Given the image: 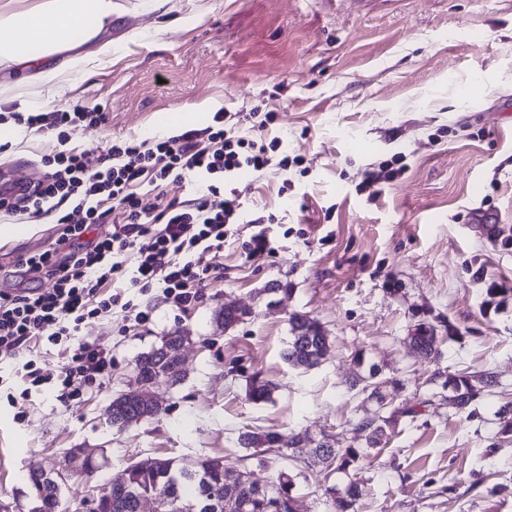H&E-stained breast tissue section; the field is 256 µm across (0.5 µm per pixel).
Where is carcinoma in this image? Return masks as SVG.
<instances>
[{"mask_svg": "<svg viewBox=\"0 0 512 512\" xmlns=\"http://www.w3.org/2000/svg\"><path fill=\"white\" fill-rule=\"evenodd\" d=\"M436 327L428 322L415 325L410 336V343L419 350V357L425 360L436 359L440 356L433 345V335ZM289 340L282 351V358L293 368L305 372L319 367L329 347V336L323 326L315 319L304 314H295L289 319ZM168 376V381L175 386L185 377L182 367L175 361L162 362L152 348L140 354L135 360V375L138 380L148 382L159 375ZM379 368L369 365L368 376L359 375L348 381V388L369 393L377 397L376 381ZM428 382H438L442 389L449 391L448 404L458 413H473L472 406L481 398L485 389L494 383L493 375L487 371L450 373L443 377L441 373L433 374ZM275 383L269 379L254 376L247 384L248 400L254 404L271 400ZM425 402H417L411 407L377 410L360 420L355 427L356 433L363 437V443L354 446L340 447L335 444L328 447L315 446L318 457L326 456L331 459V469L316 475L320 483L322 496L325 498L328 512H354V506L362 495V484L359 471L364 461L372 455L381 452L380 445L386 433V428L400 417H415L418 408ZM112 413L123 414V417L133 420L139 416L155 417L154 410L143 405L132 392L126 391L112 399ZM281 433L273 429L264 431L247 430L239 434L238 444L249 451V456L258 464H266V456L281 453L275 451L278 437ZM345 476L343 486L329 482L332 473ZM303 475L302 470L292 473L286 469L276 471L273 480L264 487L252 483L243 487L235 494V503L246 504L245 509L239 507L232 512H280V501L294 496L296 479ZM125 479L128 493L120 495L105 506L102 512H137L138 498L164 494L172 489L169 512H181L184 500H204L212 494L225 490L224 487V458L220 456L202 457L196 459L164 458L159 460L157 470H145L135 464L128 465L120 474ZM33 507L31 512H58L60 491L47 488L35 481H30Z\"/></svg>", "mask_w": 512, "mask_h": 512, "instance_id": "cac0c4a2", "label": "carcinoma"}]
</instances>
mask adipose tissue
I'll return each instance as SVG.
<instances>
[{"instance_id":"adipose-tissue-1","label":"adipose tissue","mask_w":512,"mask_h":512,"mask_svg":"<svg viewBox=\"0 0 512 512\" xmlns=\"http://www.w3.org/2000/svg\"><path fill=\"white\" fill-rule=\"evenodd\" d=\"M111 26L112 0H0V65L58 94L65 70L84 73L111 54ZM60 54L65 66L46 65Z\"/></svg>"}]
</instances>
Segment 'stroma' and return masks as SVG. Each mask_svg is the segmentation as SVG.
<instances>
[{"label": "stroma", "instance_id": "stroma-1", "mask_svg": "<svg viewBox=\"0 0 512 512\" xmlns=\"http://www.w3.org/2000/svg\"><path fill=\"white\" fill-rule=\"evenodd\" d=\"M112 54L85 78L68 75L61 94L10 86L0 113L103 111L105 124L56 131L0 123V172L35 183L42 156L84 150L89 168L106 165L115 144L156 141L227 113L239 135L279 139L271 165L226 178L242 196L237 222L210 269L201 298L178 308L160 290L135 295L148 321L113 309L89 319L82 338L108 348L112 367L82 396L63 403L49 383L28 386L15 371L35 359L55 376L58 348L30 342L0 360V512H29L24 476L36 463H61L80 448L99 467L71 479L62 512H83L89 488L103 490L147 457L220 456L231 474L260 484L268 467L246 456L241 431L306 430L294 449L306 471L322 465L314 441L358 444L355 423L376 407L348 389L361 350L389 383V407L425 405L390 428L362 472L356 512H512V437L499 407L512 400V0H112ZM462 28L469 36L449 39ZM276 115L259 130L262 114ZM195 179L138 188L143 206L195 196ZM271 252L249 254L252 235ZM55 221L26 235L0 233V291L51 288L28 271L29 256L58 247ZM497 283L501 292L490 296ZM248 311L227 329L224 303ZM302 313L331 337L324 363L303 372L282 359L288 319ZM452 327L438 362L411 353L415 324ZM187 336L184 381L158 380L161 413L120 429L113 398L134 384L135 359L171 332ZM490 370L491 393L474 415H459L429 384L435 370ZM273 380L268 403L246 397L250 377Z\"/></svg>", "mask_w": 512, "mask_h": 512}]
</instances>
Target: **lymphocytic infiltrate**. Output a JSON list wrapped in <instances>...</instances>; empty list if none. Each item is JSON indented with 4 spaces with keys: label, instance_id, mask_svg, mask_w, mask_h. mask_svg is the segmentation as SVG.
I'll list each match as a JSON object with an SVG mask.
<instances>
[{
    "label": "lymphocytic infiltrate",
    "instance_id": "f902f5d3",
    "mask_svg": "<svg viewBox=\"0 0 512 512\" xmlns=\"http://www.w3.org/2000/svg\"><path fill=\"white\" fill-rule=\"evenodd\" d=\"M11 118L30 127L47 123L61 142L67 139V128L106 121L105 113L79 106L48 116L15 112ZM213 119L219 128L206 135L211 140L207 146L201 142L205 135L194 129L154 144L126 141L113 146L110 164L98 170L89 169L84 152L73 148L45 156L44 177L26 194L0 188L1 212H19L35 223L54 210L63 226L61 239L70 245L65 256L46 251L26 261L30 270L53 278L52 290L0 294V353L15 355L34 338L62 349L64 362L57 378L41 374L34 361L26 362L32 384L57 381L65 402L78 397L86 383L111 365L109 349L78 337L87 319L115 307L134 310L124 292L106 293L108 281L125 276L131 287L142 292L161 288L164 299L180 305L198 300L209 273L198 256L223 251L227 226L240 208V190H221L220 179L243 169L266 168L278 146L274 140L265 144L223 128V113ZM186 172L212 176L214 182L205 194L168 203L159 212L143 207L137 186H158L170 175ZM114 215L121 219L118 229L85 239L91 225L107 223ZM130 258L135 265L129 269L125 263Z\"/></svg>",
    "mask_w": 512,
    "mask_h": 512
}]
</instances>
